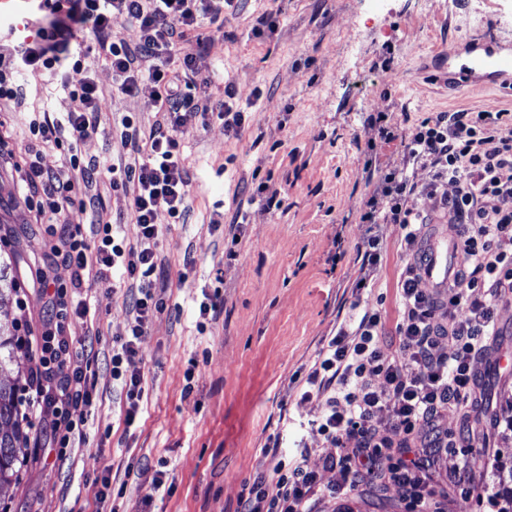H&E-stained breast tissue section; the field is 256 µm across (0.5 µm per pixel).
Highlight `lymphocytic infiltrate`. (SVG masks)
Returning a JSON list of instances; mask_svg holds the SVG:
<instances>
[{
	"label": "lymphocytic infiltrate",
	"instance_id": "f902f5d3",
	"mask_svg": "<svg viewBox=\"0 0 512 512\" xmlns=\"http://www.w3.org/2000/svg\"><path fill=\"white\" fill-rule=\"evenodd\" d=\"M239 2L39 0L35 38L16 46L11 67L0 68V102L24 107L19 75L48 73L62 77V90L84 104L83 111L61 118L46 110L35 113L29 123L41 146L62 151L66 170L45 168L39 149L24 164H14L35 221H52L54 243L43 264L60 261L72 270L70 288L54 289L53 310L40 334L20 341L34 366L25 415L41 423L28 440L32 450L52 443L67 448L96 397L97 363L73 351L68 340L71 326L87 314L85 302L74 296L85 276L102 281L115 273L134 292L125 336L112 347V378L125 392V425H133L140 412L145 389L132 362L152 320L165 309L157 293L155 216L166 211L178 224L187 218L191 181L178 134L192 124L218 121L225 135L238 139L247 121L248 107L233 83L212 93L209 76L197 64L205 44L190 50L186 43L204 23L237 11ZM116 18L137 26V47L112 36ZM95 50L109 62L119 92L132 96L149 85L148 104L161 114L145 138L131 118L122 120L130 152L108 169L113 189L129 196L139 229L133 244L109 221L98 222L97 242L88 244L81 225L68 221L82 203L80 184H92L97 171L95 164L81 161L78 145L97 130L100 97L93 77L76 86L64 77L81 69ZM511 117L466 109L432 112L403 129L388 124L386 114L371 117L368 150H375L377 141H395L402 160L383 169L364 166V177L375 188L363 202L367 229L357 245L356 286L365 288L380 260V225H399L410 255L398 288L401 319L388 336L381 310L364 308L324 338L310 368L292 376L300 401L321 404L312 425L334 449L322 470L335 472V483H321L320 470L309 464L312 450L304 445L272 470H257L243 480L237 512H319L337 491L352 492L366 482L402 488L405 512H447L448 499L436 490L435 477L454 442L436 424L446 414L467 419L483 409L476 396L478 358L499 334L498 302L512 295V136L500 133ZM419 169L427 173L421 183L414 177ZM423 196L431 200L430 210L418 208ZM436 218L447 219L460 246L467 291L426 292L419 286L422 265L416 255L425 225ZM447 339L454 344L452 354L437 353ZM392 342L398 345L394 355L388 352Z\"/></svg>",
	"mask_w": 512,
	"mask_h": 512
}]
</instances>
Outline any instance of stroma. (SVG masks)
<instances>
[{"mask_svg":"<svg viewBox=\"0 0 512 512\" xmlns=\"http://www.w3.org/2000/svg\"><path fill=\"white\" fill-rule=\"evenodd\" d=\"M33 0H0V20L12 27L0 37V60L10 61L15 45L32 40L37 29ZM266 12L280 15L272 37L257 38L253 28ZM209 45L199 59L216 88L235 84L249 103L242 139L225 136L215 122L193 125L180 134L190 169L186 223H173L166 211L155 222L160 238L161 297L165 311L154 319L138 345L133 365L143 376L145 394L133 426L124 423L125 395L112 381V342L123 337L129 317L124 283L86 278L81 294L89 312L72 331L73 348L98 355L99 380L84 440L45 459L21 452L17 476L0 492L8 512H236L245 478L263 462L270 433L287 430L289 440L306 439L314 452L309 464L323 482L330 453L309 423L318 403H300L292 376L311 364L338 314L349 313L357 296L355 244L366 226L360 203L370 188L362 177L369 119L388 115L406 127L429 112L463 109L511 112L512 93L497 85L467 91L448 77V50L480 37L512 45V0H243L223 27L204 25ZM389 60L402 72L391 80L381 67ZM88 70H72L70 84L93 74L100 94L99 128L82 141L83 160L109 166L127 148L121 120L134 117L141 133L157 119L147 106L149 89L130 97L112 88V70L89 59ZM24 110L0 109V134L15 158L35 145L29 131L33 111L59 115L83 111L80 98L62 92L55 81L28 78ZM285 128H278L279 119ZM281 141L272 149L273 141ZM271 171L282 206L249 202L255 167ZM100 203L73 210L70 223L96 242V218H120L119 231L136 242L138 227L129 198L112 190L108 178L85 188ZM24 187L14 171L0 169V225L14 233L0 240V256L13 259L17 288L5 306L19 331L38 332L50 311L35 276L36 262L48 249L47 225L32 223L23 202ZM247 205L240 255L224 262V236L233 230L238 202ZM383 255L362 296L384 297L386 326L398 317L397 282L407 262L398 225L380 227ZM344 254L337 266L327 257L335 243ZM220 289L224 311L207 330L197 328L204 293ZM500 334L483 353L477 369L482 394L498 415L512 413V299L497 310ZM197 358L192 380H185L189 358ZM469 457L475 489L468 512H491L486 489L490 461L512 456V439L496 436L490 449L452 448L437 476L448 482V468ZM166 486L155 489L156 479ZM330 512H404L400 489L340 494Z\"/></svg>","mask_w":512,"mask_h":512,"instance_id":"1","label":"stroma"}]
</instances>
